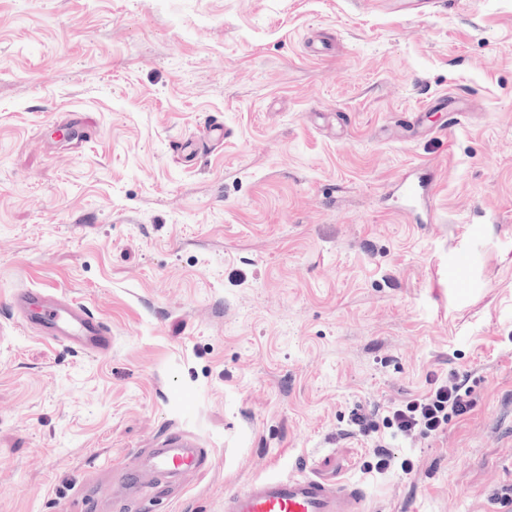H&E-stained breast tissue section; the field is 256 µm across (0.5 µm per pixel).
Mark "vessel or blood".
<instances>
[{"label":"vessel or blood","instance_id":"obj_1","mask_svg":"<svg viewBox=\"0 0 512 512\" xmlns=\"http://www.w3.org/2000/svg\"><path fill=\"white\" fill-rule=\"evenodd\" d=\"M21 325L38 330L45 339L84 353L104 355L112 350V330L83 305L43 288H24L9 300ZM209 463L206 449L188 436L171 438L135 459L133 486L142 473L154 477L184 476ZM224 512H367L366 498L351 482L326 481L307 474L271 476L224 495Z\"/></svg>","mask_w":512,"mask_h":512}]
</instances>
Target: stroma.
<instances>
[{"label": "stroma", "instance_id": "35a3bbf8", "mask_svg": "<svg viewBox=\"0 0 512 512\" xmlns=\"http://www.w3.org/2000/svg\"><path fill=\"white\" fill-rule=\"evenodd\" d=\"M413 2L0 0V512H224L303 469L368 512H512V0ZM19 288L111 352L19 328ZM452 376L444 431H353ZM179 434L208 468L114 497ZM21 315V327L37 329L45 339L95 355L112 350V330L83 305L43 288H24L9 300Z\"/></svg>", "mask_w": 512, "mask_h": 512}]
</instances>
